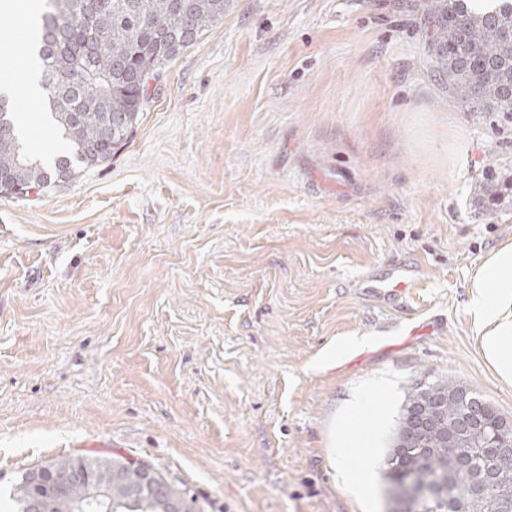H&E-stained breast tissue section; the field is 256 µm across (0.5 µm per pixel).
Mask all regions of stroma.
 <instances>
[{"instance_id": "35a3bbf8", "label": "stroma", "mask_w": 512, "mask_h": 512, "mask_svg": "<svg viewBox=\"0 0 512 512\" xmlns=\"http://www.w3.org/2000/svg\"><path fill=\"white\" fill-rule=\"evenodd\" d=\"M430 2L227 0L109 161L0 195V512L26 469L89 451L150 462L198 512H390L416 383L512 422L468 307L512 246V210L471 201L512 129L432 72ZM14 101L30 152H62ZM413 262L407 295H362ZM353 336L373 342L317 368ZM365 462L364 495L340 473Z\"/></svg>"}]
</instances>
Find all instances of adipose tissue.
Wrapping results in <instances>:
<instances>
[{
    "label": "adipose tissue",
    "mask_w": 512,
    "mask_h": 512,
    "mask_svg": "<svg viewBox=\"0 0 512 512\" xmlns=\"http://www.w3.org/2000/svg\"><path fill=\"white\" fill-rule=\"evenodd\" d=\"M469 312L490 361L512 378V246L495 251L472 284Z\"/></svg>",
    "instance_id": "ef3b65f1"
}]
</instances>
